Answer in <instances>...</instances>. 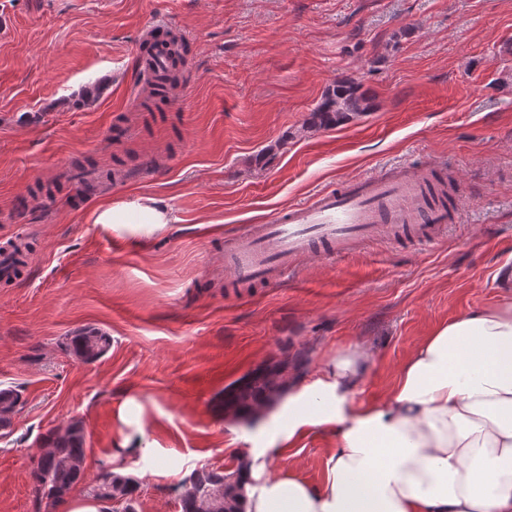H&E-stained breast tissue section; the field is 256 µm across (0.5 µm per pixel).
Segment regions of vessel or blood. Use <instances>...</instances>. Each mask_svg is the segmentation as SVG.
<instances>
[{
	"instance_id": "vessel-or-blood-1",
	"label": "vessel or blood",
	"mask_w": 512,
	"mask_h": 512,
	"mask_svg": "<svg viewBox=\"0 0 512 512\" xmlns=\"http://www.w3.org/2000/svg\"><path fill=\"white\" fill-rule=\"evenodd\" d=\"M422 219L448 224L456 215L445 204L426 205L423 183L411 175H371L290 206L250 233L227 240L224 252L234 282L270 287L283 282L300 259L339 256L382 238L392 227Z\"/></svg>"
}]
</instances>
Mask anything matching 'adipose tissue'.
<instances>
[{
	"instance_id": "obj_1",
	"label": "adipose tissue",
	"mask_w": 512,
	"mask_h": 512,
	"mask_svg": "<svg viewBox=\"0 0 512 512\" xmlns=\"http://www.w3.org/2000/svg\"><path fill=\"white\" fill-rule=\"evenodd\" d=\"M128 212L150 233L173 221L169 204L152 196L98 207L92 220L117 231ZM370 361L362 346L337 353L314 380L285 382L277 402L259 405L258 416L280 428L261 448L237 437L246 446L243 512H512V300L439 325L384 398L358 404ZM113 417L119 455L153 449L127 406ZM314 431L331 439L322 482L276 470L272 450L296 447Z\"/></svg>"
}]
</instances>
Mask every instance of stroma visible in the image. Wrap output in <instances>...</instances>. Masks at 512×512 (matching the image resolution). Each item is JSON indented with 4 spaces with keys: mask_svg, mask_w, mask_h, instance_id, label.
Returning <instances> with one entry per match:
<instances>
[{
    "mask_svg": "<svg viewBox=\"0 0 512 512\" xmlns=\"http://www.w3.org/2000/svg\"><path fill=\"white\" fill-rule=\"evenodd\" d=\"M157 24L189 52L153 119L136 46ZM342 78L373 109L320 125ZM403 169L452 180L458 222L302 259L272 288L225 277L226 238ZM137 194L166 199L170 230L91 223ZM19 237L27 265L0 280V385L22 396L0 430V512H37L40 442L71 421L86 475L110 466L132 395L156 443L123 463L136 512H181V481L234 469V431L259 432L225 417L230 384L285 357L307 383L363 345L354 400L376 401L438 325L512 299V0H0V245ZM85 327L112 337L91 364L63 347ZM329 446L314 432L273 464L316 484Z\"/></svg>",
    "mask_w": 512,
    "mask_h": 512,
    "instance_id": "35a3bbf8",
    "label": "stroma"
}]
</instances>
